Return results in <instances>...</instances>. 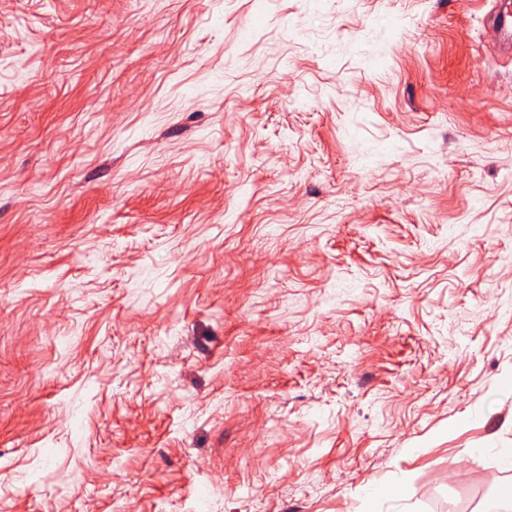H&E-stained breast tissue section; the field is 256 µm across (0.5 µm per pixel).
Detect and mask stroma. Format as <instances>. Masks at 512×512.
Segmentation results:
<instances>
[{"mask_svg": "<svg viewBox=\"0 0 512 512\" xmlns=\"http://www.w3.org/2000/svg\"><path fill=\"white\" fill-rule=\"evenodd\" d=\"M491 8L0 0V512L512 490Z\"/></svg>", "mask_w": 512, "mask_h": 512, "instance_id": "35a3bbf8", "label": "stroma"}]
</instances>
